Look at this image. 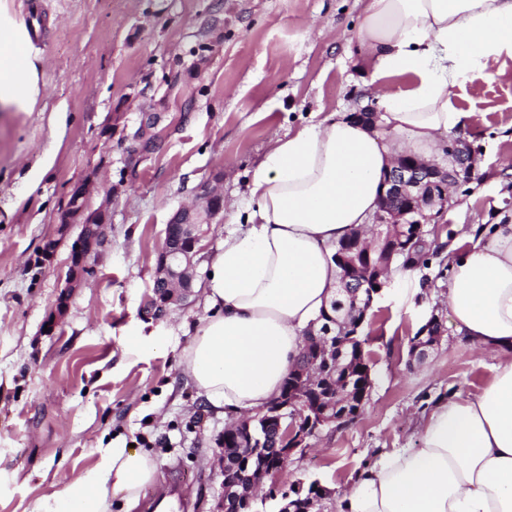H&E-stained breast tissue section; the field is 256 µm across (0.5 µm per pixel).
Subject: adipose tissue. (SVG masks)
<instances>
[{
	"mask_svg": "<svg viewBox=\"0 0 512 512\" xmlns=\"http://www.w3.org/2000/svg\"><path fill=\"white\" fill-rule=\"evenodd\" d=\"M357 39L376 127L327 115L276 139L253 172L237 227L208 260L204 313L179 364L226 419L258 416L279 396L306 333L339 284L337 243L377 210L383 175L407 152L433 160L471 114L456 92L492 83L512 59V0H369ZM407 87L390 91L392 79ZM40 93L27 30L0 9V107ZM447 306L457 334L496 352L476 392L436 402L420 447L364 466L336 512H512V216L443 245ZM158 482L151 453L115 446L65 481L37 512H132Z\"/></svg>",
	"mask_w": 512,
	"mask_h": 512,
	"instance_id": "ef3b65f1",
	"label": "adipose tissue"
}]
</instances>
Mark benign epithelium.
Here are the masks:
<instances>
[{"instance_id":"7a95c632","label":"benign epithelium","mask_w":512,"mask_h":512,"mask_svg":"<svg viewBox=\"0 0 512 512\" xmlns=\"http://www.w3.org/2000/svg\"><path fill=\"white\" fill-rule=\"evenodd\" d=\"M151 126L150 121L142 124L128 148L130 154L151 152L155 144ZM473 172L470 155L457 145L448 148L446 167L425 162L411 154L401 157L385 175L384 193L373 229L378 235L384 234L389 240L407 247L426 240L432 234L427 226L439 217L448 203V188L462 179L470 180ZM87 193L88 188L84 185L76 188L72 193V203L60 218V227L65 230L72 224L82 225V236L71 248L69 256L70 288L79 286L91 273L98 249L104 241L103 226L109 221L107 208L91 210L86 206ZM223 212L224 196L204 186L200 204L178 209L168 222L165 243L157 257L154 298L149 306L154 317H162L167 304L183 300L190 293L195 277V257L199 252L200 226L212 223ZM351 250L360 259L339 252L335 261L343 268L340 288L351 294L353 300L352 316L343 328L357 330L377 293L375 287L382 286L385 268L372 264L371 249L363 245L361 237L353 238ZM442 330L443 316L432 314L410 340L411 359L423 360L428 350L437 344ZM303 349L308 354L304 367L296 368L288 375V386L261 417L264 427L284 431L275 459L267 457L264 442L253 430L251 422L228 426L233 436H242L248 448L247 452L239 451L232 456L230 464L224 453L216 457V463L224 473V484L215 512H227V500L230 498L250 503L243 497L244 486L256 477L274 476L281 472L290 455L302 447L307 438L315 435L322 426L337 420L336 412L340 406L361 405L365 401V389L354 393L346 386L340 387L334 397L311 391L314 370L320 361L328 362L336 356V347L328 337L314 333L307 337ZM278 492L282 493V501L285 502L284 512H309L315 501L330 495V491L317 481L311 482L310 492L306 494L301 482L287 489L280 488Z\"/></svg>"}]
</instances>
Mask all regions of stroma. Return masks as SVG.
<instances>
[{
	"instance_id": "stroma-1",
	"label": "stroma",
	"mask_w": 512,
	"mask_h": 512,
	"mask_svg": "<svg viewBox=\"0 0 512 512\" xmlns=\"http://www.w3.org/2000/svg\"><path fill=\"white\" fill-rule=\"evenodd\" d=\"M42 27L40 95L32 111L0 112V512H32L65 478L92 467L111 441L151 449L159 485L182 483L189 506L213 512L223 476L214 466L228 422L199 398L178 365L183 322L202 309L205 265L232 229L231 211L204 226L197 287L156 319L166 355L125 345L152 295L156 256L180 207L212 184L239 199L275 137L373 103L356 34L367 0H34ZM461 106L474 179L459 188L438 228L496 224L512 212V61L493 83L470 85ZM158 139L127 152L143 117ZM95 177L98 208L114 188L112 222L93 272L68 288L81 232H60L72 189ZM56 240L45 257L46 240ZM416 285L385 282L365 327L373 387L352 425L328 427L295 452L278 481L319 480L334 492L395 450L418 448V419L436 401L475 391L495 353L452 326L420 363L409 339L443 301L448 265L433 256ZM65 311H58L60 294Z\"/></svg>"
}]
</instances>
